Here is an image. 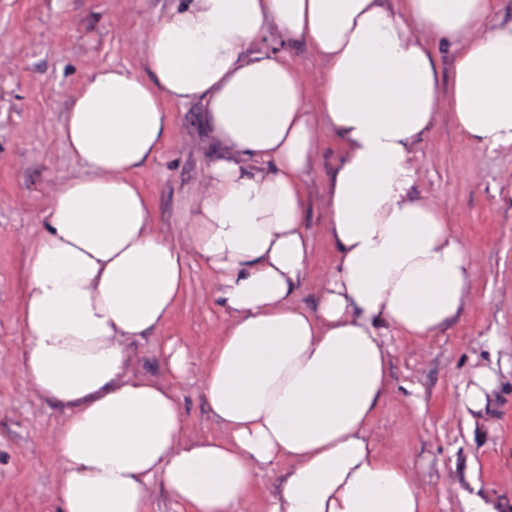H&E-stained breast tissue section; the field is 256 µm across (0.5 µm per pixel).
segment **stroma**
I'll return each instance as SVG.
<instances>
[{
	"instance_id": "1",
	"label": "stroma",
	"mask_w": 512,
	"mask_h": 512,
	"mask_svg": "<svg viewBox=\"0 0 512 512\" xmlns=\"http://www.w3.org/2000/svg\"><path fill=\"white\" fill-rule=\"evenodd\" d=\"M174 3L0 0V512H60L52 438L68 409L36 394L21 374L20 353L27 245L51 205L49 186L79 171L63 135L69 101L104 67L148 76L145 54L128 43L143 38L145 21ZM197 111L193 103L170 107L167 142L132 173L164 233L205 163ZM334 158V147H327L308 175L316 262L298 300L311 310L334 258L320 204ZM413 160L415 193L447 201L451 227L476 255L477 270L458 313L435 336L385 337L390 395L372 423L371 441L380 455L413 468L427 512H467L475 497L493 512H512V145L471 149L443 112L414 147ZM210 281V272L189 258L184 294L166 328L130 345L134 373L168 382L163 341L176 339L201 359L223 336L224 306ZM479 368L492 371L497 385L471 429L464 423V386ZM173 384L189 434H220L198 383L187 377Z\"/></svg>"
}]
</instances>
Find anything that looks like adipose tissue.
<instances>
[{"label":"adipose tissue","instance_id":"adipose-tissue-1","mask_svg":"<svg viewBox=\"0 0 512 512\" xmlns=\"http://www.w3.org/2000/svg\"><path fill=\"white\" fill-rule=\"evenodd\" d=\"M498 13L499 0H180L130 45L149 78L112 67L84 82L63 128L80 172L51 188L21 312L23 377L70 410L54 436L61 512H149L155 484L173 512H251L274 464L287 476L263 512H426L370 427L385 333L434 335L475 276L447 203L412 192V149L444 109L475 149L512 144V21ZM273 33L323 62L317 83L265 49ZM186 102L207 161L164 234L131 173L168 139L167 104ZM331 138L336 259L311 313L292 297L313 262L307 175ZM191 255L220 290L224 334L200 362L173 339L160 354L173 379L195 376L218 436L188 435L175 391L129 367Z\"/></svg>","mask_w":512,"mask_h":512}]
</instances>
